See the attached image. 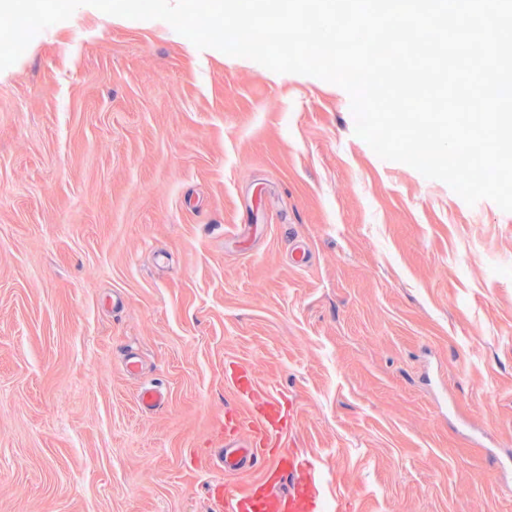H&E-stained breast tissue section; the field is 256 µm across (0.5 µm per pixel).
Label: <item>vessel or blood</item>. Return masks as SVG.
Segmentation results:
<instances>
[{
	"label": "vessel or blood",
	"instance_id": "1",
	"mask_svg": "<svg viewBox=\"0 0 512 512\" xmlns=\"http://www.w3.org/2000/svg\"><path fill=\"white\" fill-rule=\"evenodd\" d=\"M234 386L237 394L248 404L243 420L255 426L257 435L242 443H230L224 453V461L229 468L244 471L258 462L259 447L280 440L283 410L279 395L260 389L253 375L238 376ZM288 475L290 483L284 493L270 491L258 496L247 492L232 493L229 502L231 512H318V490L305 464L299 459H292L288 464Z\"/></svg>",
	"mask_w": 512,
	"mask_h": 512
}]
</instances>
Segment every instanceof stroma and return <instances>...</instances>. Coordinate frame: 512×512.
Returning <instances> with one entry per match:
<instances>
[{
  "label": "stroma",
  "instance_id": "1",
  "mask_svg": "<svg viewBox=\"0 0 512 512\" xmlns=\"http://www.w3.org/2000/svg\"><path fill=\"white\" fill-rule=\"evenodd\" d=\"M508 268L512 213L379 158L341 87L75 10L0 71V512L287 488L216 463L241 365L320 512H512Z\"/></svg>",
  "mask_w": 512,
  "mask_h": 512
}]
</instances>
